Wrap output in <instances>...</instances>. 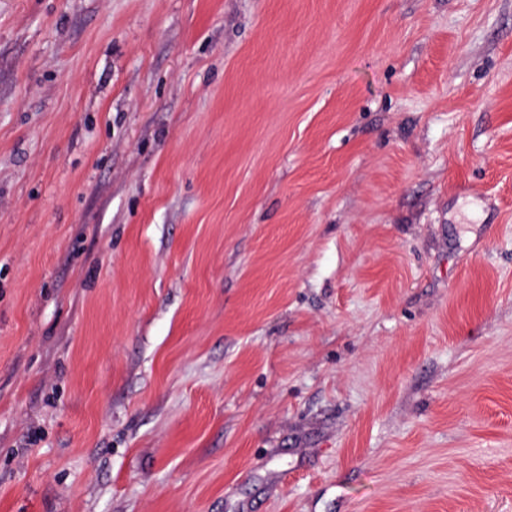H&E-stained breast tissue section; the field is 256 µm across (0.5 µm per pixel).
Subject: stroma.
Instances as JSON below:
<instances>
[{
  "instance_id": "35a3bbf8",
  "label": "stroma",
  "mask_w": 512,
  "mask_h": 512,
  "mask_svg": "<svg viewBox=\"0 0 512 512\" xmlns=\"http://www.w3.org/2000/svg\"><path fill=\"white\" fill-rule=\"evenodd\" d=\"M0 512H512V0H0Z\"/></svg>"
}]
</instances>
